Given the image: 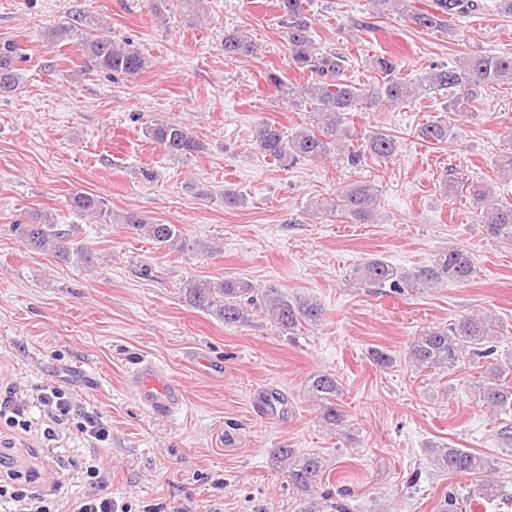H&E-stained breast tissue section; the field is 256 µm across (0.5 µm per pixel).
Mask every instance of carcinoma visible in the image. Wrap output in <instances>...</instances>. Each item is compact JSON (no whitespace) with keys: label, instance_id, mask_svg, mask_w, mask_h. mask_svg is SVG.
I'll list each match as a JSON object with an SVG mask.
<instances>
[{"label":"carcinoma","instance_id":"carcinoma-1","mask_svg":"<svg viewBox=\"0 0 512 512\" xmlns=\"http://www.w3.org/2000/svg\"><path fill=\"white\" fill-rule=\"evenodd\" d=\"M376 13L398 11L409 23L423 29L449 30V19L481 9L477 0H433V10H421L413 0H371ZM310 0H277L280 19L286 29L288 59L292 68L308 72L313 79L298 90H288V102L308 105L309 124L302 130L285 134L269 121L262 122L254 140L255 149L288 170L305 159L322 158L336 153L350 167H358L369 158L386 161L395 155L397 142L390 134L377 132L363 143L350 133L346 119L350 113L381 105L395 106L408 101L433 97L446 99L445 110L457 112L472 108L481 101L486 86L512 85V56L468 53L453 64H436L414 80L401 74L398 55H377L370 59L372 69L381 81L369 88L353 83L347 75L349 59L340 51L318 52L312 36ZM46 42L53 49L74 44L80 52L84 73L107 72L134 77L143 72L147 62L138 52L112 41L111 31L91 14L73 16L69 21L50 28ZM254 53L251 41L237 32L224 33V56L236 58ZM27 59L19 44L0 38V95L18 90L23 81L20 62ZM145 133L160 150L171 156H191L204 149L185 124L154 121ZM418 137L429 144H451L456 139L453 125L444 116L420 126ZM470 195L478 208L479 223L488 235L512 241V205L504 206L489 199L485 189L476 186ZM378 190L370 182L351 184L336 193L328 211L355 224H368L376 213ZM75 209L100 220L112 218L98 197L79 193L72 197ZM121 223L131 233L151 241L157 248L183 253L196 251L200 242L187 238L179 224H164L135 213H127ZM14 229L31 250L50 252L60 258L77 256L85 263L93 262L91 252L80 248L74 239L76 227L53 224L44 219L33 224H16ZM475 264L471 253L462 248L442 252L423 266L404 269L381 257H372L359 264L356 278L373 288L389 287L404 293L425 291L448 281L464 282L472 278ZM189 306L210 313L226 326L250 322L256 313L264 315L278 332L295 335L305 325L322 321L321 304L310 297L290 296L270 286L258 290L238 278L220 281L190 279L181 288ZM500 334L495 318L487 314L467 315L445 325L428 326L413 337L408 345L412 362L421 369L447 371L465 355L486 360L482 379L473 384L474 396L495 415L507 420L498 424L496 438L500 447L512 450V386L506 384L512 375V358L495 357L494 337ZM307 389L317 402L325 423L337 428L344 425V416L337 407L340 383L336 374L318 372L309 376ZM437 467L451 475L477 479L478 495L488 501L500 500L512 508V495L492 478V461L484 454L447 444L431 447ZM272 458L287 478L288 487L299 496L298 512H320L313 493L322 484L325 460L316 453H301L294 448H274ZM464 501L452 487L438 501L435 512H463Z\"/></svg>","mask_w":512,"mask_h":512}]
</instances>
